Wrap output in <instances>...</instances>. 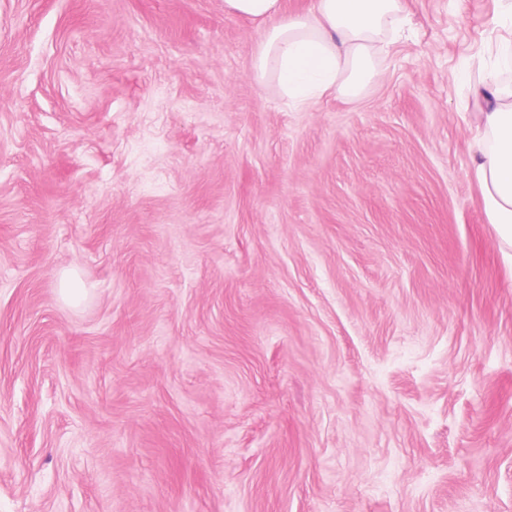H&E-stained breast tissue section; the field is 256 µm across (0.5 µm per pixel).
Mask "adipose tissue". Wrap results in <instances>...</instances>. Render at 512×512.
<instances>
[{
    "instance_id": "obj_1",
    "label": "adipose tissue",
    "mask_w": 512,
    "mask_h": 512,
    "mask_svg": "<svg viewBox=\"0 0 512 512\" xmlns=\"http://www.w3.org/2000/svg\"><path fill=\"white\" fill-rule=\"evenodd\" d=\"M227 10L258 21L251 72L274 85L289 106L328 96L358 101L383 77L389 47L409 34L406 0H316L285 13L282 0H224ZM476 105L468 143L470 175L504 261L512 264V84L490 74L470 84Z\"/></svg>"
}]
</instances>
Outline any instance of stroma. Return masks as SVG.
Listing matches in <instances>:
<instances>
[{"instance_id": "stroma-1", "label": "stroma", "mask_w": 512, "mask_h": 512, "mask_svg": "<svg viewBox=\"0 0 512 512\" xmlns=\"http://www.w3.org/2000/svg\"><path fill=\"white\" fill-rule=\"evenodd\" d=\"M407 6L297 110L224 0H0V512H512L463 105L512 25Z\"/></svg>"}]
</instances>
